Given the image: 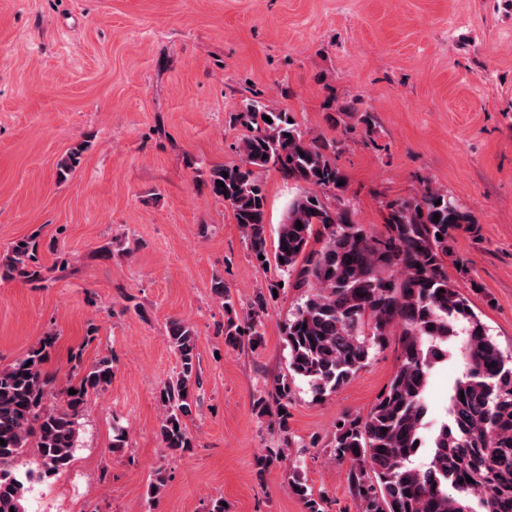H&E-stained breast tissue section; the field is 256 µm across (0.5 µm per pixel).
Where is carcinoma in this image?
I'll list each match as a JSON object with an SVG mask.
<instances>
[{"label": "carcinoma", "mask_w": 512, "mask_h": 512, "mask_svg": "<svg viewBox=\"0 0 512 512\" xmlns=\"http://www.w3.org/2000/svg\"><path fill=\"white\" fill-rule=\"evenodd\" d=\"M288 118L272 104L243 100L236 120L250 134L238 144L240 160L213 167L207 182L211 194L231 207L249 250L263 264L266 207L257 172L275 168L307 186L288 203L274 248L277 269L303 299L283 325L290 379L281 382L273 402L260 398L257 407L274 409L287 433L292 380L306 382L317 395L334 392L366 365L381 337L396 333L400 363L388 386L366 415L339 419L343 426L332 440L334 459L350 462L348 481L359 512H512V355L502 353L445 266L449 230L469 228L471 214L448 191L427 188L418 198L387 202L385 232L374 231L349 207L327 202L330 196L342 200L347 190L336 142L308 140ZM87 147L80 142L59 159V179L79 165ZM313 238L322 240L317 250L310 247ZM38 253L33 235L11 243L0 257V279L42 280ZM212 292L227 316L225 344L258 342L255 317L264 312L265 295H256L242 321L223 278L213 279ZM166 341L180 362L176 376L158 391L160 438L173 453L194 447L185 419L198 385L197 330L173 319ZM53 344L54 336L47 335L26 356L0 366V512H27L32 482L69 467L80 441L82 406L112 382V359L104 357L73 386L75 394L58 391L42 368ZM454 344L463 371L449 395V422L431 439L430 462L418 467L413 459L425 443L428 379ZM31 448L38 468L18 471L15 463ZM288 489L307 512H323L322 500L300 476Z\"/></svg>", "instance_id": "1"}]
</instances>
